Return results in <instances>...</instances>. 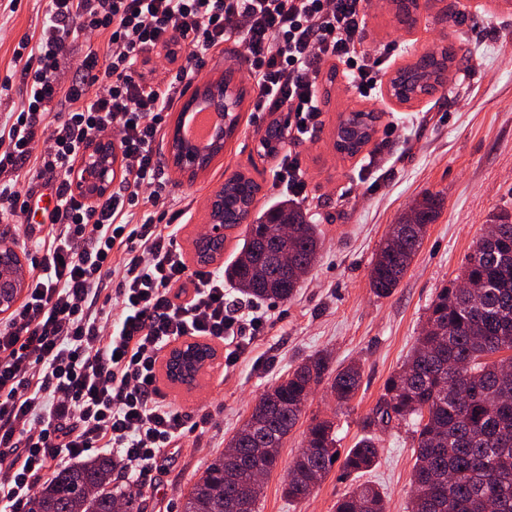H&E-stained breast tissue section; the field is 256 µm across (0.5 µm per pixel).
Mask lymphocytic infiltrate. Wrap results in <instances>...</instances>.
Here are the masks:
<instances>
[{
  "label": "lymphocytic infiltrate",
  "mask_w": 512,
  "mask_h": 512,
  "mask_svg": "<svg viewBox=\"0 0 512 512\" xmlns=\"http://www.w3.org/2000/svg\"><path fill=\"white\" fill-rule=\"evenodd\" d=\"M369 0H45L46 23L15 56L27 81L20 110L0 123V221L30 209L5 174L30 164L57 175L60 232L27 296L0 323V512H29L59 460L90 448L115 450L135 489L152 485L164 450L184 437L189 416L156 387L164 347L185 337L225 345L235 362L262 330L260 317L230 302L223 273L188 271L179 225L166 223L169 194L155 145L176 86L193 79L211 48L244 44L258 112H293L294 142L309 141L322 108L317 80L331 59L348 85L371 96L381 83L363 49ZM104 34L109 51L88 50L81 78L60 76V57L79 36ZM168 62L147 82L148 51ZM63 104L60 112L51 103ZM117 136L122 178L96 203L69 179L93 139ZM192 277L187 299L176 291ZM111 292H102L103 282Z\"/></svg>",
  "instance_id": "lymphocytic-infiltrate-1"
}]
</instances>
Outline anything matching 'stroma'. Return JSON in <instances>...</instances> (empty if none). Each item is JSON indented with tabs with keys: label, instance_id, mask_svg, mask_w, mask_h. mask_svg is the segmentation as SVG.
Instances as JSON below:
<instances>
[{
	"label": "stroma",
	"instance_id": "35a3bbf8",
	"mask_svg": "<svg viewBox=\"0 0 512 512\" xmlns=\"http://www.w3.org/2000/svg\"><path fill=\"white\" fill-rule=\"evenodd\" d=\"M419 2L415 22L407 26L396 19L392 0H372L363 46L383 57L381 78L387 81L437 46L454 44L457 57L446 86L406 104L383 91L365 99L349 88L343 64L325 65L318 82L323 124L299 148L307 181L301 205L323 232L319 259L291 300L263 303L265 332L235 366H226L219 343L214 364L196 387L159 377L161 394L189 413L196 427L183 447L166 457L154 484L140 492L143 512H182L191 486L226 448L263 391L318 352L327 353L335 368L359 363L361 386L344 406L327 385L314 390L280 450L277 468L263 480L260 512H333L337 499L363 482L386 493L388 512H408L415 440L404 425L380 431L382 448L369 472L349 475L334 465L309 496L296 502L288 501L283 487L312 418L334 422L344 452L369 434L367 417L388 377L410 355L437 292L457 277L493 214L512 212V0ZM43 21L41 0H0V122L26 97L14 52ZM240 51L228 41L206 54L192 82L179 85L177 103H184L194 86L223 76L230 65L235 82L246 87ZM253 98L247 91L237 132L211 168L191 178L167 161L164 166L174 207L187 212L177 243L189 270L198 268L194 243L210 222V199L228 177L242 172L257 182L256 211L282 198L277 157L257 151L262 131L280 115L254 111ZM358 110L377 113L376 132L358 154H340L334 148L339 118ZM427 191L443 197L442 212L394 293L376 296L369 285L371 263L391 225Z\"/></svg>",
	"mask_w": 512,
	"mask_h": 512
}]
</instances>
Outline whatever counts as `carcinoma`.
Masks as SVG:
<instances>
[{"mask_svg":"<svg viewBox=\"0 0 512 512\" xmlns=\"http://www.w3.org/2000/svg\"><path fill=\"white\" fill-rule=\"evenodd\" d=\"M454 52L439 47L397 73L405 83L415 78L446 84ZM374 132L337 135L340 147L354 155ZM258 184L238 173L224 182V217L250 214ZM443 206L438 193L419 199L416 231L394 224L369 272L375 295L388 297L421 247L427 227ZM288 221V234L277 240L276 252L256 250L265 226ZM488 233L495 249L469 254L451 287L440 289L429 307L413 353L385 383L384 394L368 417V425L404 422L413 428L416 461L411 474L409 512H512V212L490 219ZM322 241L317 225L294 200L284 199L246 224L243 244L224 266V279L243 296L286 301L300 287L316 262ZM361 367L349 363L331 371L329 360L314 354L267 388L254 405L227 450L215 456L185 497L182 512H233L249 505L259 512L262 484L253 473L273 471L279 450L302 417L312 389L330 381L340 405L348 404L361 382ZM380 453L371 435L349 449L342 467L348 474L371 468ZM334 423L312 419L303 448L288 467L284 495L290 501L307 497L334 464ZM118 462L108 456L57 468L44 481L32 512H142L137 498L112 488ZM335 512H386L385 495L362 483L341 496Z\"/></svg>","mask_w":512,"mask_h":512,"instance_id":"carcinoma-1","label":"carcinoma"}]
</instances>
